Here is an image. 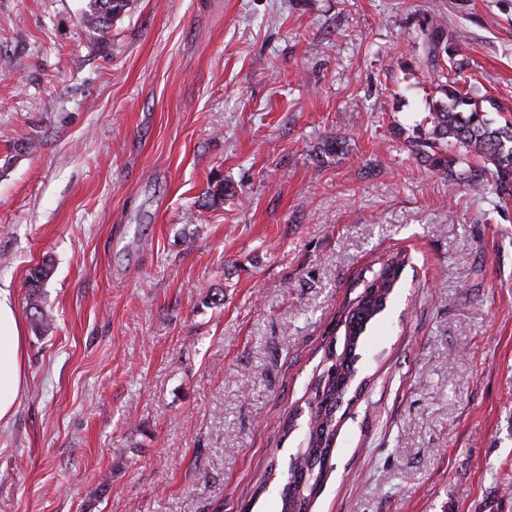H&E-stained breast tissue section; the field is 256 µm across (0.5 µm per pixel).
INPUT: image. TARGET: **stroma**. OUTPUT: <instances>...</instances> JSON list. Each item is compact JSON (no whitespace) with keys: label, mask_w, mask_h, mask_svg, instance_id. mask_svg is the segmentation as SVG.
I'll return each mask as SVG.
<instances>
[{"label":"stroma","mask_w":512,"mask_h":512,"mask_svg":"<svg viewBox=\"0 0 512 512\" xmlns=\"http://www.w3.org/2000/svg\"><path fill=\"white\" fill-rule=\"evenodd\" d=\"M84 5L0 0V287L25 312L52 260L54 320L0 512H280L256 488L304 442L284 423L397 251L311 512H512V200L409 145L432 19L512 108V0H132L104 45Z\"/></svg>","instance_id":"stroma-1"}]
</instances>
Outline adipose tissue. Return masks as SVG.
Returning <instances> with one entry per match:
<instances>
[{
    "label": "adipose tissue",
    "mask_w": 512,
    "mask_h": 512,
    "mask_svg": "<svg viewBox=\"0 0 512 512\" xmlns=\"http://www.w3.org/2000/svg\"><path fill=\"white\" fill-rule=\"evenodd\" d=\"M26 336L10 292L0 289V422L14 413L25 383Z\"/></svg>",
    "instance_id": "ef3b65f1"
}]
</instances>
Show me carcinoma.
Listing matches in <instances>:
<instances>
[{
  "label": "carcinoma",
  "mask_w": 512,
  "mask_h": 512,
  "mask_svg": "<svg viewBox=\"0 0 512 512\" xmlns=\"http://www.w3.org/2000/svg\"><path fill=\"white\" fill-rule=\"evenodd\" d=\"M129 4L130 0H85L82 21L93 34V42L106 43L112 21ZM463 38L458 31L448 33L437 20L421 28L426 61L442 97L430 108V127L420 130L409 144L434 170L453 173L463 167L464 185L471 191L496 194L502 199L512 197V122L495 125L485 114L482 99L462 77L464 68L456 59L455 44ZM407 264L408 257L402 252L384 258L346 312L342 351L329 350L330 364L312 387L306 442L288 464L287 479L279 490L281 512H308L330 460L339 423L336 410L339 404L352 401L349 394L357 378L360 339L387 308ZM51 272L52 265L45 261L31 270L27 280L30 293L26 313L40 331L52 326V318L40 305V288Z\"/></svg>",
  "instance_id": "1"
}]
</instances>
